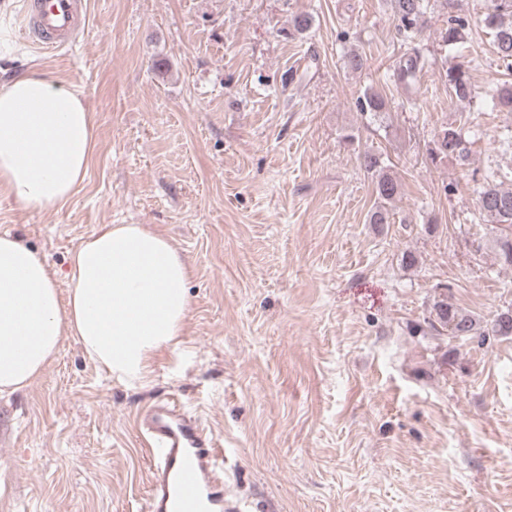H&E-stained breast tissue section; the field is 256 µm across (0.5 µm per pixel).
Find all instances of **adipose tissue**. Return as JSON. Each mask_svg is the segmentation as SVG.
Here are the masks:
<instances>
[{
    "instance_id": "obj_1",
    "label": "adipose tissue",
    "mask_w": 512,
    "mask_h": 512,
    "mask_svg": "<svg viewBox=\"0 0 512 512\" xmlns=\"http://www.w3.org/2000/svg\"><path fill=\"white\" fill-rule=\"evenodd\" d=\"M95 125L82 91L34 68L0 82V187L56 209L83 182ZM191 267L143 224H106L70 256L66 293L47 260L0 234V394L27 388L64 337L118 381H142L154 354L178 349Z\"/></svg>"
}]
</instances>
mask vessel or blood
<instances>
[{"label":"vessel or blood","instance_id":"vessel-or-blood-1","mask_svg":"<svg viewBox=\"0 0 512 512\" xmlns=\"http://www.w3.org/2000/svg\"><path fill=\"white\" fill-rule=\"evenodd\" d=\"M86 16V0H31L26 28L52 53L76 41ZM136 425L153 462L147 512H242L224 490L223 448L194 417L167 400L145 408Z\"/></svg>","mask_w":512,"mask_h":512}]
</instances>
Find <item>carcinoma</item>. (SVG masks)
I'll return each mask as SVG.
<instances>
[{
  "mask_svg": "<svg viewBox=\"0 0 512 512\" xmlns=\"http://www.w3.org/2000/svg\"><path fill=\"white\" fill-rule=\"evenodd\" d=\"M397 27L403 41L410 48L403 53L394 69L399 85L412 88L417 78L429 65V59L423 50L415 45L416 37L424 23L426 13L425 0H393ZM484 25L492 34V44L498 59L508 68H512V0H487ZM468 20L460 15L448 16L445 28L438 32L439 40L446 46L463 41ZM367 59L359 52L350 51L343 56L344 69L359 72L366 66ZM448 90L458 101L469 102L477 94L469 74V65L456 62L446 70ZM489 95L494 105L512 112V86L505 83L490 89ZM361 114L376 118L388 110L389 102L373 88H367L357 98ZM468 140L462 128L446 126L441 128L433 140L428 156L436 164L448 158L461 163L468 161ZM362 169L371 175L377 205L371 211L369 223L388 224L393 213L389 204L401 194V183L385 171L383 156L375 152L359 155ZM500 173L490 170L483 175V183L478 191L477 207L479 215L489 224L506 228L495 240V253L500 265L512 268V189L500 186ZM430 313L434 317L427 324L434 331L446 330L451 336H512V311L502 312L493 319L489 327L481 329L478 320L471 314L448 303V297L441 295L434 301Z\"/></svg>",
  "mask_w": 512,
  "mask_h": 512,
  "instance_id": "cac0c4a2",
  "label": "carcinoma"
}]
</instances>
